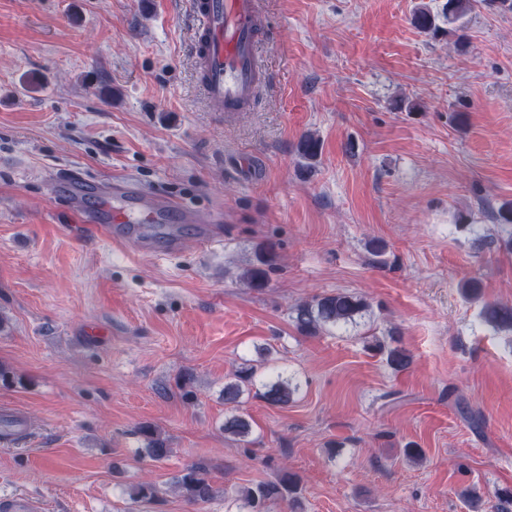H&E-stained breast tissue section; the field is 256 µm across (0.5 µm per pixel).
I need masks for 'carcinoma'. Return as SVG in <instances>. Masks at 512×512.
Returning a JSON list of instances; mask_svg holds the SVG:
<instances>
[{
    "instance_id": "carcinoma-1",
    "label": "carcinoma",
    "mask_w": 512,
    "mask_h": 512,
    "mask_svg": "<svg viewBox=\"0 0 512 512\" xmlns=\"http://www.w3.org/2000/svg\"><path fill=\"white\" fill-rule=\"evenodd\" d=\"M478 0H446L441 11L435 13L425 5L415 8L411 22L421 33L436 36L440 32L439 20L452 25L451 31L463 30L462 20L475 7ZM300 158L308 163L321 155L320 139L312 133L302 135L297 145ZM499 228L500 246L512 252V206H504L493 213ZM277 253L273 246L259 247L255 261L239 274V280L253 291L261 292L269 285V274L275 268ZM370 304L362 297L349 292L315 295L295 304L291 318L297 330L305 336L318 333L338 325L355 324L363 318ZM480 320L498 332L512 335V304L485 302L479 312ZM367 348L384 356L386 364L396 372L407 370L413 361L409 350L401 346L384 348L368 344ZM257 370L252 361H243L233 373L232 379L224 383V403L238 404L242 396L251 391L256 383ZM261 396L273 406H286L294 401L300 389L299 383L288 377L277 375L276 379L261 382ZM252 423L247 418L232 414L224 419V433L238 441L246 442L252 434ZM142 441L141 451L150 460L158 462L171 452L162 433L151 425L138 430ZM175 489L191 503H207L216 495V489L201 465H190L177 478ZM301 483L299 478L283 472L272 482H262L240 490L239 500L247 512H267L269 504L285 501L294 512L301 508Z\"/></svg>"
}]
</instances>
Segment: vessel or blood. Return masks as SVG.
I'll return each mask as SVG.
<instances>
[{
	"mask_svg": "<svg viewBox=\"0 0 512 512\" xmlns=\"http://www.w3.org/2000/svg\"><path fill=\"white\" fill-rule=\"evenodd\" d=\"M192 8L197 20L196 55L207 96L222 111H246L261 77L258 0H192ZM174 209L171 201L139 190L131 180H120L113 182L111 191L102 192L101 216L91 219L88 228L125 244L136 230H149Z\"/></svg>",
	"mask_w": 512,
	"mask_h": 512,
	"instance_id": "obj_1",
	"label": "vessel or blood"
}]
</instances>
